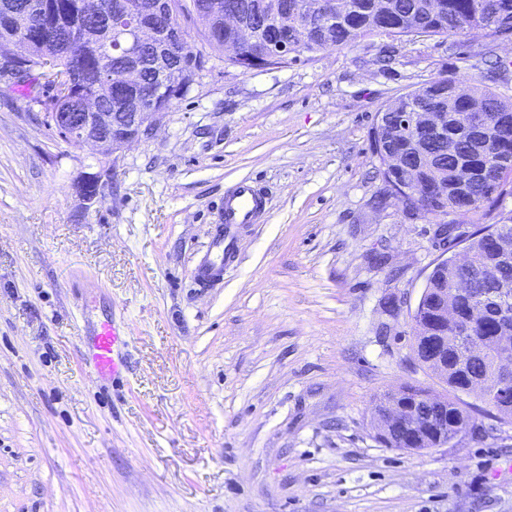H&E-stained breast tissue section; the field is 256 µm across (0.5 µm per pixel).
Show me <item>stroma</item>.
Masks as SVG:
<instances>
[{
	"label": "stroma",
	"instance_id": "1",
	"mask_svg": "<svg viewBox=\"0 0 512 512\" xmlns=\"http://www.w3.org/2000/svg\"><path fill=\"white\" fill-rule=\"evenodd\" d=\"M179 23L203 69L109 158L60 138L27 87L0 90V512H512V418L478 395L474 432L443 447L388 448L371 424L377 395L447 393L410 312L462 252L374 207L376 115L439 77L511 98L512 39L370 36L244 73L195 14ZM248 177L270 213L232 226L228 258L214 228ZM109 322L118 383L84 358Z\"/></svg>",
	"mask_w": 512,
	"mask_h": 512
}]
</instances>
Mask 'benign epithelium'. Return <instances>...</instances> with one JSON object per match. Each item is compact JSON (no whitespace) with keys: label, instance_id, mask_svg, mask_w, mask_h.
Returning <instances> with one entry per match:
<instances>
[{"label":"benign epithelium","instance_id":"7a95c632","mask_svg":"<svg viewBox=\"0 0 512 512\" xmlns=\"http://www.w3.org/2000/svg\"><path fill=\"white\" fill-rule=\"evenodd\" d=\"M83 14L88 18H101L116 26L127 25L122 39L113 47V55L121 62L112 71L102 70L97 76L92 94L81 101L80 111L62 112L52 109L46 113L49 125L53 126L66 142L83 146L91 144L98 153L108 158L112 153L139 136L141 125L149 123L152 116L167 111L173 98L168 96V88L176 81L171 78L174 70L172 59L166 53L165 42L172 35L179 14L170 4L159 0H84L81 4ZM349 0H297L292 10L278 7V0H266L264 14L269 25L259 26L237 9L224 7V0H209L197 17L209 22L215 17L219 29L231 33L224 40V54L230 58L242 60L241 70L249 72L274 66L277 62H286L292 58L290 45L301 33H313L328 38V26L332 18L344 17L349 11ZM10 42L19 47L17 51L0 50V83L8 87L32 76L48 80V70L31 63L30 42L26 35L18 34ZM155 70L154 83L146 85L142 80L145 66ZM70 84L56 79L47 86V97L42 103L60 99L69 94ZM409 127L415 134L427 136L441 135L448 127V113L443 106L430 105L419 112L403 114ZM487 172L476 169L468 159H458L448 186V194L454 196L451 208H443L435 214L433 239L436 246L446 249L452 240L463 245L462 256L455 260L458 265L471 264L467 241L455 237V231L448 226V216L467 213L473 204L467 200V188L476 179L486 177ZM76 189L85 204L94 205L101 196V180L98 174H89L76 183ZM433 192L426 183H416L403 189V211L416 213ZM491 234V250L494 263L500 266L512 265V227L496 224ZM496 302L502 310L499 320L498 348L491 351L481 344L469 345L467 355L471 360L488 359L501 374L499 383L491 390L485 389L481 378L470 380L469 388L484 395L490 406L512 403V323L507 313L512 305V280L501 281L497 290ZM485 300L480 298L469 280L455 283L450 290L442 291L437 308L429 322L444 320L453 324V331L461 339L470 335L469 326L460 318V312L467 310L472 314L482 312ZM427 356V364L436 371L448 369V358L444 349L427 341L422 349ZM431 419L417 410V406L394 395L384 403L383 415L376 423L375 431L384 436L398 433L410 427L414 433L412 440L421 441L430 436L436 439L438 446L448 444V438L434 434L429 430Z\"/></svg>","mask_w":512,"mask_h":512}]
</instances>
